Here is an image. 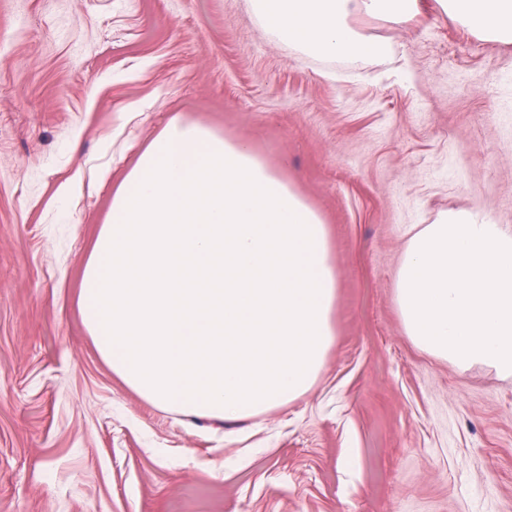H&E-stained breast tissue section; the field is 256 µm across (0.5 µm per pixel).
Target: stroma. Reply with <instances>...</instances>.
Wrapping results in <instances>:
<instances>
[{
  "instance_id": "1",
  "label": "stroma",
  "mask_w": 512,
  "mask_h": 512,
  "mask_svg": "<svg viewBox=\"0 0 512 512\" xmlns=\"http://www.w3.org/2000/svg\"><path fill=\"white\" fill-rule=\"evenodd\" d=\"M356 24L390 57L305 55L246 0H0V512H512V378L422 352L395 300L410 228L512 227V44ZM175 113L294 186L338 276L312 388L235 422L142 398L78 306Z\"/></svg>"
}]
</instances>
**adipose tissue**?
Returning a JSON list of instances; mask_svg holds the SVG:
<instances>
[{
  "label": "adipose tissue",
  "mask_w": 512,
  "mask_h": 512,
  "mask_svg": "<svg viewBox=\"0 0 512 512\" xmlns=\"http://www.w3.org/2000/svg\"><path fill=\"white\" fill-rule=\"evenodd\" d=\"M280 40L305 54L358 61L384 58L389 44L354 26L366 16L407 23L430 8L477 37L512 43V0H250Z\"/></svg>",
  "instance_id": "1"
}]
</instances>
